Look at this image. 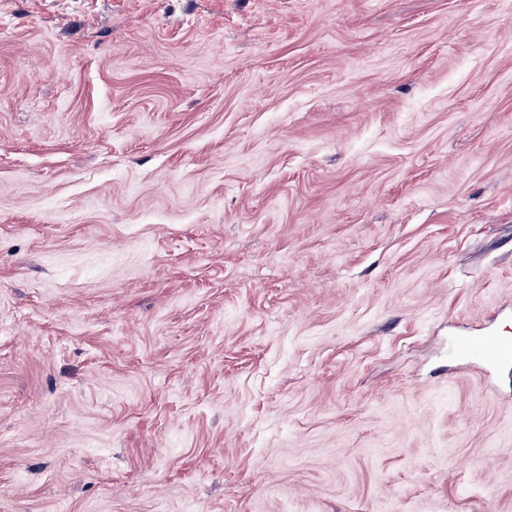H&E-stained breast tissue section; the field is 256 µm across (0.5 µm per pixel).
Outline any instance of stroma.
Segmentation results:
<instances>
[{"instance_id":"35a3bbf8","label":"stroma","mask_w":512,"mask_h":512,"mask_svg":"<svg viewBox=\"0 0 512 512\" xmlns=\"http://www.w3.org/2000/svg\"><path fill=\"white\" fill-rule=\"evenodd\" d=\"M512 0H0V512H512ZM461 350L491 366L512 365V340L495 334L466 339Z\"/></svg>"}]
</instances>
